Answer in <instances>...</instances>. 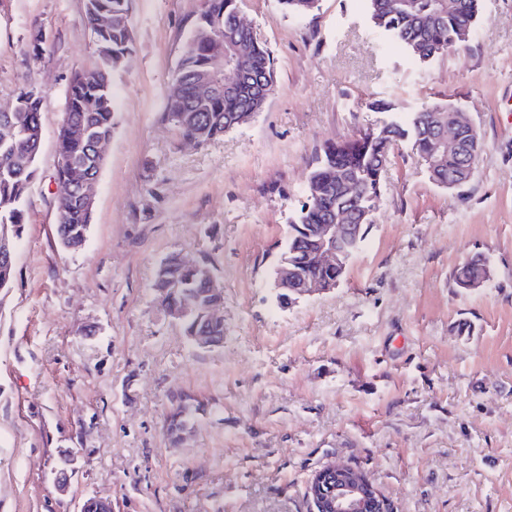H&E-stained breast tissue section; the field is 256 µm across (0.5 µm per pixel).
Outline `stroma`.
Instances as JSON below:
<instances>
[{"mask_svg":"<svg viewBox=\"0 0 512 512\" xmlns=\"http://www.w3.org/2000/svg\"><path fill=\"white\" fill-rule=\"evenodd\" d=\"M273 94L202 146L165 116L202 0H131L85 247L56 242L57 132L69 79L94 65L85 0H0V108L41 90L43 137L16 281L0 305V512H309L307 481L342 459L395 512H512V0H480L466 47L422 63L366 0L306 16L242 0ZM46 42L33 53L35 29ZM453 104L481 139L450 191L402 142L361 249L331 292L280 307L271 282L323 145ZM177 253L223 289L224 342L191 349L151 288ZM485 255L489 288L451 273ZM470 326L459 332L460 323ZM205 406L170 444L171 394ZM79 470L67 492L63 459Z\"/></svg>","mask_w":512,"mask_h":512,"instance_id":"stroma-1","label":"stroma"}]
</instances>
